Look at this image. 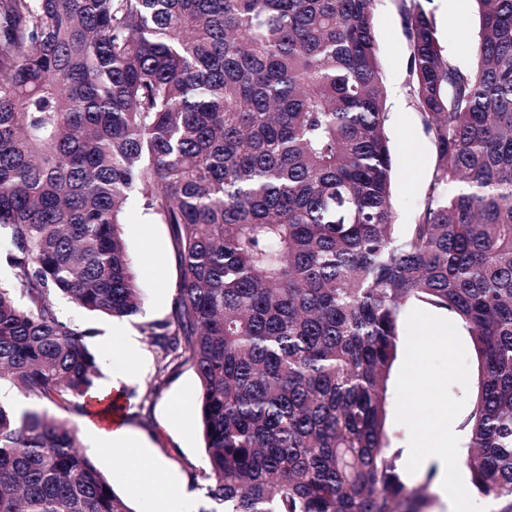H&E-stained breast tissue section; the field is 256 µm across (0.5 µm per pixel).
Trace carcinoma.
<instances>
[{
    "instance_id": "1",
    "label": "carcinoma",
    "mask_w": 512,
    "mask_h": 512,
    "mask_svg": "<svg viewBox=\"0 0 512 512\" xmlns=\"http://www.w3.org/2000/svg\"><path fill=\"white\" fill-rule=\"evenodd\" d=\"M474 68L402 0L438 160L397 231L375 0H0V381L87 413L91 330L143 294L127 203L169 226L158 373L191 364L198 477L223 512H422L387 432L406 308L450 312L479 366L471 486L512 512V0H474ZM0 512H133L75 429L0 404Z\"/></svg>"
}]
</instances>
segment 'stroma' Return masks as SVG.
<instances>
[{"instance_id": "obj_1", "label": "stroma", "mask_w": 512, "mask_h": 512, "mask_svg": "<svg viewBox=\"0 0 512 512\" xmlns=\"http://www.w3.org/2000/svg\"><path fill=\"white\" fill-rule=\"evenodd\" d=\"M399 5L400 0H376L373 26L387 94L386 132L393 163L391 203L395 222L403 227L414 223L424 203L437 151L410 95L408 41ZM428 8L448 55L461 67L470 66L473 59L469 47L479 29L474 0H430ZM138 210V200H131L123 239L138 275L144 306L142 312L122 320L137 341L138 357L122 389L120 420L146 438L151 458L162 463L165 474L186 486V496L175 505L177 512H199L210 505L203 483L192 478L206 463L202 427L190 414L174 416L172 406L194 399L200 382L188 364L159 374L160 352L142 331L145 323L170 317L177 294L178 259L168 225L143 223ZM59 311L63 320L91 328L86 343L100 367L96 386L107 390L112 382V364L102 342L112 333L113 319L89 313L65 299L60 300ZM436 332L451 336L450 347L433 345L431 336ZM477 375L470 338L455 319L432 308H407L400 328L398 359L389 380L387 430L398 448L414 447L426 423L434 425L436 434H447L445 446L451 456L448 487L452 490L468 478L456 461L462 444L458 426L476 395ZM436 380L448 383L447 408L439 407L432 392L431 384ZM154 386L159 389L155 395L150 392ZM44 409L75 427L83 453L111 476L115 493L134 512H155L160 505L157 496L147 494L135 475L116 473L111 456L96 443L97 437L110 429V416L80 415L51 403Z\"/></svg>"}]
</instances>
